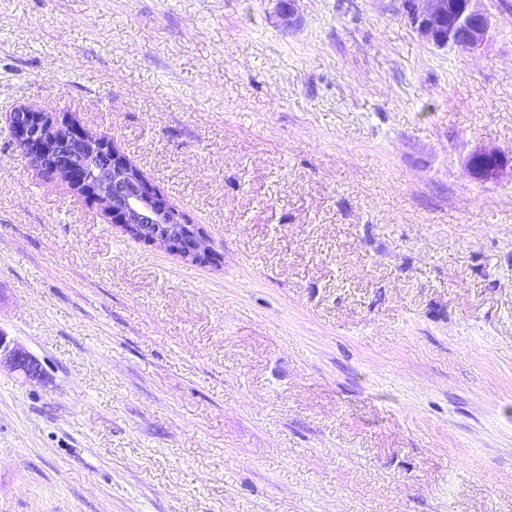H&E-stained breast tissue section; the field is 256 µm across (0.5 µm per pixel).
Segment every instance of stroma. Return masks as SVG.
<instances>
[{
	"mask_svg": "<svg viewBox=\"0 0 512 512\" xmlns=\"http://www.w3.org/2000/svg\"><path fill=\"white\" fill-rule=\"evenodd\" d=\"M0 0V512H512V0ZM76 114L206 230L126 235L9 136ZM403 0L402 9L411 27L428 43L481 53L490 41L492 22L488 12L475 6L480 0ZM467 170L478 180L498 183L512 176V157L498 148L477 147L469 157ZM7 363L27 382H37L43 377L42 364L26 348L0 332V365Z\"/></svg>",
	"mask_w": 512,
	"mask_h": 512,
	"instance_id": "35a3bbf8",
	"label": "stroma"
}]
</instances>
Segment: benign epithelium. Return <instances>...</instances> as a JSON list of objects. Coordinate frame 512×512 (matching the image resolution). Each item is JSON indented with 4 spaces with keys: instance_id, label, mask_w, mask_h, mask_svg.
<instances>
[{
    "instance_id": "benign-epithelium-1",
    "label": "benign epithelium",
    "mask_w": 512,
    "mask_h": 512,
    "mask_svg": "<svg viewBox=\"0 0 512 512\" xmlns=\"http://www.w3.org/2000/svg\"><path fill=\"white\" fill-rule=\"evenodd\" d=\"M478 0H402L411 27L425 41L439 47L476 54L490 41L492 22ZM9 119V133L29 164H48L55 179L67 184L88 203L103 210L110 223L147 244L158 243L171 254L200 265L214 264L219 255L211 249L204 228L162 195L106 137L88 130L69 114L50 109L22 107ZM96 163L93 180L78 168ZM471 176L498 183L512 176V157L493 147L475 148L468 160ZM6 363L28 382L43 377L42 364L26 348L0 332V363Z\"/></svg>"
}]
</instances>
